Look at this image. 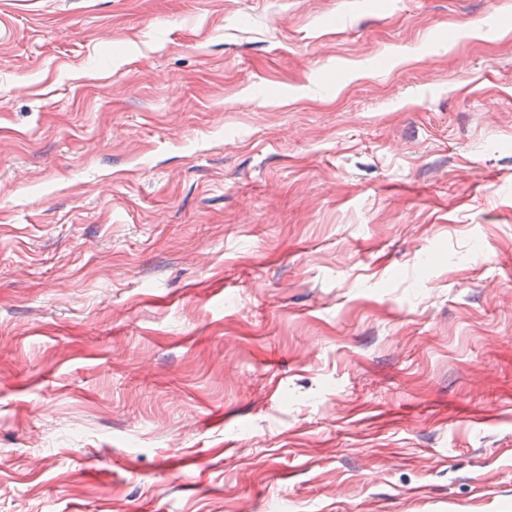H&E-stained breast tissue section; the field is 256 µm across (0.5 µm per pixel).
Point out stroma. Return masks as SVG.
<instances>
[{
	"label": "stroma",
	"instance_id": "1",
	"mask_svg": "<svg viewBox=\"0 0 512 512\" xmlns=\"http://www.w3.org/2000/svg\"><path fill=\"white\" fill-rule=\"evenodd\" d=\"M0 512H512V0H0Z\"/></svg>",
	"mask_w": 512,
	"mask_h": 512
}]
</instances>
